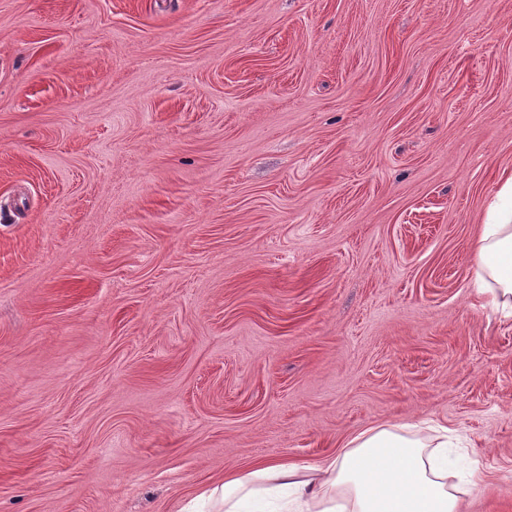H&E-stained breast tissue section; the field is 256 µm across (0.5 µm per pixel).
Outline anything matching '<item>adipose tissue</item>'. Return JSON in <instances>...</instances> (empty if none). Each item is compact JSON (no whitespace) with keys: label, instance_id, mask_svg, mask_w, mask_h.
Masks as SVG:
<instances>
[{"label":"adipose tissue","instance_id":"1","mask_svg":"<svg viewBox=\"0 0 512 512\" xmlns=\"http://www.w3.org/2000/svg\"><path fill=\"white\" fill-rule=\"evenodd\" d=\"M474 279L497 308L512 309V178L487 210L474 244ZM448 457L425 438L371 426L346 438L316 464L263 460L228 473L200 498L213 512H241L244 502L284 491L280 512H463L457 486L448 484Z\"/></svg>","mask_w":512,"mask_h":512}]
</instances>
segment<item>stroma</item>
I'll use <instances>...</instances> for the list:
<instances>
[{"label": "stroma", "mask_w": 512, "mask_h": 512, "mask_svg": "<svg viewBox=\"0 0 512 512\" xmlns=\"http://www.w3.org/2000/svg\"><path fill=\"white\" fill-rule=\"evenodd\" d=\"M512 0H0V512H180L436 421L512 512ZM474 279L478 290L490 294L496 308L512 310V178L501 187L487 210L474 244Z\"/></svg>", "instance_id": "obj_1"}]
</instances>
